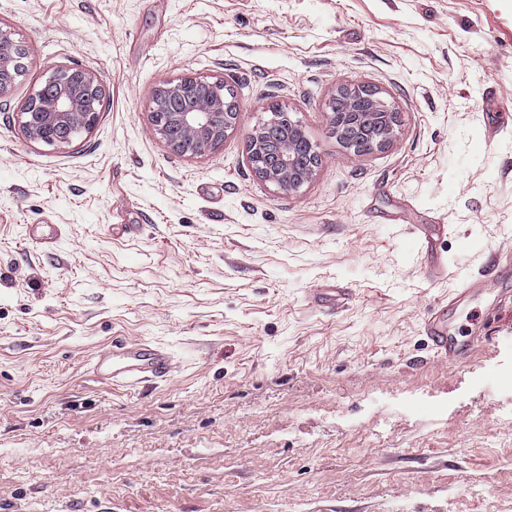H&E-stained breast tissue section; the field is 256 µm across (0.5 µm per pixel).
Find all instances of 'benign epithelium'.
<instances>
[{"mask_svg": "<svg viewBox=\"0 0 512 512\" xmlns=\"http://www.w3.org/2000/svg\"><path fill=\"white\" fill-rule=\"evenodd\" d=\"M20 51L11 34L0 29V92L20 72ZM63 73L66 80L51 78L22 107V128L31 140L67 147L96 122L98 113L87 106V99L105 96L100 80L79 68H68ZM193 86L209 91L201 107L188 98ZM225 87L222 79L209 81L195 75H182L165 83L154 98L152 116L157 134L171 148L181 139L198 140L211 148L220 146L235 129L240 112L238 102L223 94ZM330 116L336 133L357 156L384 148L395 136L393 106L379 89L366 83L342 87ZM294 123L284 108L272 113L270 120L249 136L252 151L248 161L253 172L280 193L299 189L319 164L314 149L310 150L311 162L304 167L296 164L298 154L290 130Z\"/></svg>", "mask_w": 512, "mask_h": 512, "instance_id": "7a95c632", "label": "benign epithelium"}]
</instances>
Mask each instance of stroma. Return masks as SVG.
<instances>
[{"mask_svg":"<svg viewBox=\"0 0 512 512\" xmlns=\"http://www.w3.org/2000/svg\"><path fill=\"white\" fill-rule=\"evenodd\" d=\"M26 51L0 93V512H512V0H0ZM106 108L66 148L18 113L55 71ZM232 85L202 155L153 97ZM396 108L384 149L330 124L340 86ZM291 112L322 165L279 193L248 136ZM60 236L39 241L48 226ZM348 288L333 312L310 289ZM477 288L456 335L422 324ZM167 347V380L88 371L112 341ZM192 86L206 88L209 95L203 106L192 105L188 93ZM224 80L209 81L195 75H182L166 82L154 98L152 116L157 134L170 148L181 139L199 140L211 148L224 142L233 131L240 112L235 99H229L223 90ZM164 111V121L156 111ZM423 327L434 356L448 363L467 360L474 348L487 338L477 332L470 336H454L449 333L448 326L439 316L425 320Z\"/></svg>","mask_w":512,"mask_h":512,"instance_id":"1","label":"stroma"}]
</instances>
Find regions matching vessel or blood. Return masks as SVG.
Masks as SVG:
<instances>
[{
  "label": "vessel or blood",
  "mask_w": 512,
  "mask_h": 512,
  "mask_svg": "<svg viewBox=\"0 0 512 512\" xmlns=\"http://www.w3.org/2000/svg\"><path fill=\"white\" fill-rule=\"evenodd\" d=\"M342 288L312 289L310 301L319 308H333L348 301ZM435 357L448 363L467 360L474 348L481 343L480 334L455 336L449 333L441 317L424 322ZM174 368V357L165 347L149 342L118 341L111 348L99 351L90 362V371L98 379L115 386L134 387L149 385L167 378Z\"/></svg>",
  "instance_id": "obj_1"
}]
</instances>
